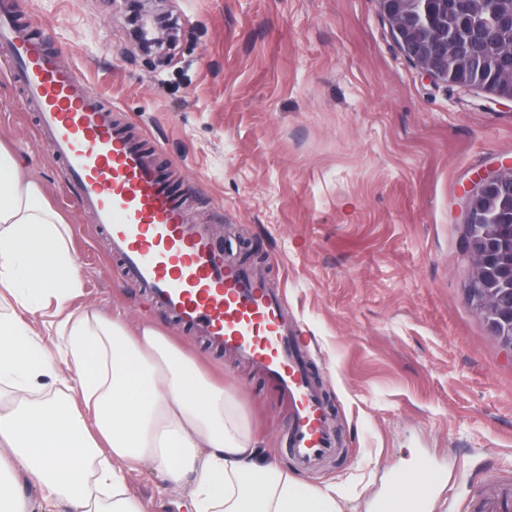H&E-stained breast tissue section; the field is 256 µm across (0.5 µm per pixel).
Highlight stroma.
<instances>
[{
  "mask_svg": "<svg viewBox=\"0 0 512 512\" xmlns=\"http://www.w3.org/2000/svg\"><path fill=\"white\" fill-rule=\"evenodd\" d=\"M179 38L144 55L123 0H22L20 19L89 80L232 259L283 291L338 450L300 469L290 406L265 376L155 307L109 252L107 233L0 76V143L26 161L70 227L79 306L150 318L240 408L265 453L341 512H378L397 477L431 489L426 512L469 503L512 474V353L469 298L461 196L512 161V105L425 76L395 42L378 0H164ZM145 512H185L150 467L126 475Z\"/></svg>",
  "mask_w": 512,
  "mask_h": 512,
  "instance_id": "35a3bbf8",
  "label": "stroma"
}]
</instances>
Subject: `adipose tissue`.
Here are the masks:
<instances>
[{
    "label": "adipose tissue",
    "instance_id": "ef3b65f1",
    "mask_svg": "<svg viewBox=\"0 0 512 512\" xmlns=\"http://www.w3.org/2000/svg\"><path fill=\"white\" fill-rule=\"evenodd\" d=\"M67 235L0 146V512H23L28 484L76 512H144L125 474L145 464L189 512H339L333 491L260 455L235 394L159 328L72 309ZM48 312L51 344L29 323Z\"/></svg>",
    "mask_w": 512,
    "mask_h": 512
}]
</instances>
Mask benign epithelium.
Masks as SVG:
<instances>
[{"label":"benign epithelium","mask_w":512,"mask_h":512,"mask_svg":"<svg viewBox=\"0 0 512 512\" xmlns=\"http://www.w3.org/2000/svg\"><path fill=\"white\" fill-rule=\"evenodd\" d=\"M161 0H134L132 22L156 55L173 37V28L158 7ZM381 13L400 49L425 75L455 85L448 77V52L459 47L448 30L424 38L430 0H378ZM482 90L494 102L512 103L508 84L486 82ZM512 162L471 180L463 199L465 253L470 267L468 294L488 320L492 336L512 353Z\"/></svg>","instance_id":"benign-epithelium-1"}]
</instances>
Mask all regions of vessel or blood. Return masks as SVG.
<instances>
[{"label": "vessel or blood", "mask_w": 512, "mask_h": 512, "mask_svg": "<svg viewBox=\"0 0 512 512\" xmlns=\"http://www.w3.org/2000/svg\"><path fill=\"white\" fill-rule=\"evenodd\" d=\"M17 0H0V48L17 73L37 132L74 185L82 208L105 228L111 251L154 304L217 348L254 363L292 407L289 446L306 465L334 452L322 400L288 327L283 295L228 264L208 228L158 174L142 141L112 122V108L77 72L47 52ZM472 512H512V478L496 477Z\"/></svg>", "instance_id": "b4317fda"}]
</instances>
